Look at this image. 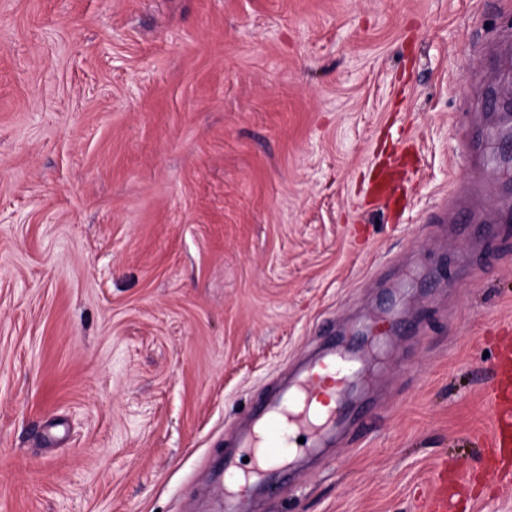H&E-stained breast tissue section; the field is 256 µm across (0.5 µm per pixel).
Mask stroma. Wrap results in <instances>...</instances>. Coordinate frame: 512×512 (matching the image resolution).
Masks as SVG:
<instances>
[{"mask_svg": "<svg viewBox=\"0 0 512 512\" xmlns=\"http://www.w3.org/2000/svg\"><path fill=\"white\" fill-rule=\"evenodd\" d=\"M512 0H0V512H224L213 464L327 332H382L367 427L243 512H512L485 384ZM408 211L368 198L397 133Z\"/></svg>", "mask_w": 512, "mask_h": 512, "instance_id": "obj_1", "label": "stroma"}]
</instances>
